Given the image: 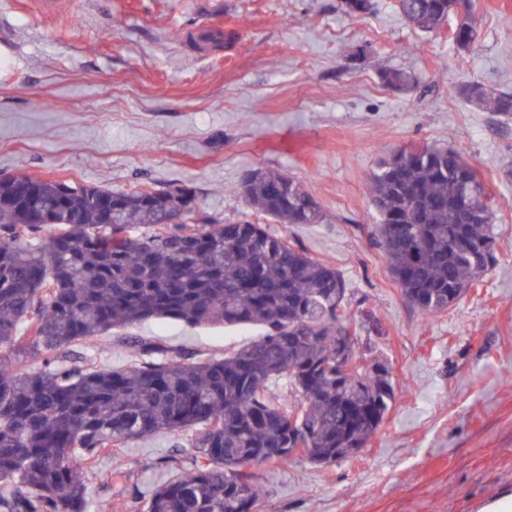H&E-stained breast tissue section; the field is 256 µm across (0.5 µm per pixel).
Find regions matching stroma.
I'll list each match as a JSON object with an SVG mask.
<instances>
[{
  "instance_id": "35a3bbf8",
  "label": "stroma",
  "mask_w": 512,
  "mask_h": 512,
  "mask_svg": "<svg viewBox=\"0 0 512 512\" xmlns=\"http://www.w3.org/2000/svg\"><path fill=\"white\" fill-rule=\"evenodd\" d=\"M352 17L337 0H0V174L25 172L112 190L191 189L196 219L264 224L338 269L355 305L386 336L375 358L401 390L367 448L318 466L256 467L262 512H494L512 502V114L458 92L474 79L512 92V0H479V42L406 24L393 0ZM233 30L229 46L195 40ZM403 69L414 91L387 87ZM455 147L481 172L496 213L499 264L433 318L404 299L370 236L379 216L368 178L402 147ZM257 167L304 181L321 224L254 213L239 183ZM254 326L151 319L56 353L64 366L134 362L123 339L221 358ZM183 432L131 440L92 477L88 512H142L186 458Z\"/></svg>"
}]
</instances>
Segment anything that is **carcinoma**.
Wrapping results in <instances>:
<instances>
[{
    "instance_id": "obj_1",
    "label": "carcinoma",
    "mask_w": 512,
    "mask_h": 512,
    "mask_svg": "<svg viewBox=\"0 0 512 512\" xmlns=\"http://www.w3.org/2000/svg\"><path fill=\"white\" fill-rule=\"evenodd\" d=\"M395 7L423 33L447 21L457 48L479 39L477 0ZM349 16L375 0H339ZM384 82L417 80L390 70ZM469 102L512 112V93L462 85ZM243 196L280 224H320L321 204L285 171L258 168ZM476 168L452 147L382 158L369 193L405 300L423 316L453 308L496 266L494 210ZM187 188L111 190L17 174L0 177V512H87L89 479L112 448L187 432L191 454L166 465L144 512H261L253 468L304 457L330 465L367 446L395 404L392 368L366 361L384 335L333 266L251 221L206 220ZM182 217V222L172 220ZM134 225L159 231L133 238ZM50 227L53 233L43 237ZM150 318L191 326L256 324L258 339L202 359L136 338L118 369L27 362ZM284 382L289 395L273 396Z\"/></svg>"
}]
</instances>
